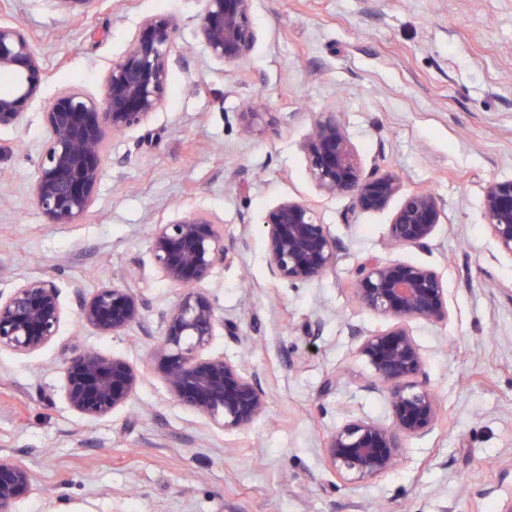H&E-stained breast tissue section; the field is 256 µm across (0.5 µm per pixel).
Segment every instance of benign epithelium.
Instances as JSON below:
<instances>
[{"mask_svg": "<svg viewBox=\"0 0 512 512\" xmlns=\"http://www.w3.org/2000/svg\"><path fill=\"white\" fill-rule=\"evenodd\" d=\"M252 0H203L197 38L209 57L237 65L252 52L257 36ZM171 19L146 16L112 61L100 96L63 88L44 112L45 149L33 185L35 205L49 224H79L95 203L110 137L145 125L164 103L169 79ZM0 72L16 82L0 90V128L17 126L41 93L43 81L32 43L24 32L0 22ZM304 153L310 178L328 196H347L359 212L380 211L402 190L400 177L378 166L365 172L333 111L316 116ZM443 215L441 200L429 191L404 196L387 228L390 244L428 250ZM483 219L498 247L512 258V180L488 185ZM266 265L270 274L304 284L336 267L340 246L328 225L303 200L285 198L264 222ZM155 272L182 288L162 316L160 341L147 366L182 405L224 430L251 425L265 409V392L255 374L222 354H210L221 321L213 302L197 288L224 264V234L202 213L190 212L156 224L150 238ZM358 306L382 315V330L358 328L359 353L373 372L372 386L390 403L386 423L352 417L326 438L324 455L340 479L364 481L396 468L408 440L436 427L439 407L424 387L425 358L412 323L448 322V289L435 268L376 257L360 261L353 275ZM78 321L102 336L126 333L143 320L145 302L135 284L105 285L91 295L75 296ZM65 310L51 280L31 279L8 294L0 292V350L32 354L53 344ZM63 397L89 420L110 416L130 400L139 369L117 355L73 348L63 358ZM32 490L29 472L0 459V512H15Z\"/></svg>", "mask_w": 512, "mask_h": 512, "instance_id": "benign-epithelium-1", "label": "benign epithelium"}]
</instances>
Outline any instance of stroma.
<instances>
[{
    "label": "stroma",
    "instance_id": "stroma-1",
    "mask_svg": "<svg viewBox=\"0 0 512 512\" xmlns=\"http://www.w3.org/2000/svg\"><path fill=\"white\" fill-rule=\"evenodd\" d=\"M201 10L200 0H95L70 16L53 0H0V21L24 31L44 71L20 124L0 130V291L51 279L67 310L51 347L0 350V458L33 477L16 512H495L512 495V258L482 205L491 182L512 179V0H252L257 42L235 66L199 43ZM148 15L175 23L165 102L109 139L86 218L47 223L32 199L43 110L66 87L97 94ZM254 101L265 113L246 136L240 114ZM330 108L364 167L441 199L430 250L386 249L398 200L362 213L311 181L302 146ZM286 198L313 204L342 246L336 267L305 284L266 266L265 217ZM193 211L224 230L228 258L201 287L239 335L217 334L211 351L258 375L264 412L243 430L213 428L146 370L126 406L80 416L62 397L63 348L140 364L180 294L153 268L152 229ZM369 256L437 269L450 316L413 326L441 426L409 440L394 471L356 485L336 477L323 443L349 416L390 415L353 335L389 324L352 294V270ZM125 273L146 303L141 324L120 336L80 325L75 292Z\"/></svg>",
    "mask_w": 512,
    "mask_h": 512
}]
</instances>
